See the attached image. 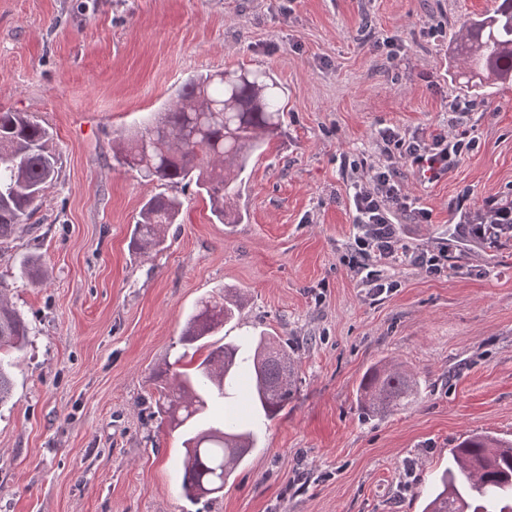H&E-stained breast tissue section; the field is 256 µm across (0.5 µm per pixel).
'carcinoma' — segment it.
I'll use <instances>...</instances> for the list:
<instances>
[{
  "instance_id": "cac0c4a2",
  "label": "carcinoma",
  "mask_w": 512,
  "mask_h": 512,
  "mask_svg": "<svg viewBox=\"0 0 512 512\" xmlns=\"http://www.w3.org/2000/svg\"><path fill=\"white\" fill-rule=\"evenodd\" d=\"M454 54L474 87L511 81L512 0H498L493 11L464 20ZM226 75L189 78L140 130L118 136L113 158L161 186L195 184L219 223L238 224V179L254 152L281 134L284 92L264 71ZM57 173L49 129L24 112H0V239L27 221ZM180 208L179 199L165 192L148 198L132 229L134 253L161 250ZM244 300V293L226 288L219 299L202 303L179 339L184 351L211 347L210 338L234 319ZM27 336L26 320L0 288V351L23 350ZM297 374L294 351L274 336H260L252 355L245 357L239 344L226 342L193 371L175 372L157 388V414L183 438L184 497L220 494L255 447V433L242 427L237 410L226 408L223 418L212 422L208 403L225 398L227 390L248 377V397L273 419L293 398ZM419 394L417 374L394 360H381L363 374L357 402L367 416L382 418L406 408ZM11 395L10 373L0 358V405ZM422 512H512V439L473 433L459 441L448 467L437 473Z\"/></svg>"
}]
</instances>
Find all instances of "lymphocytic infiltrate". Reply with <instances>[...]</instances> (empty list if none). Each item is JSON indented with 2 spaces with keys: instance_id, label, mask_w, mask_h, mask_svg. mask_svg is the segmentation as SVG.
<instances>
[{
  "instance_id": "obj_1",
  "label": "lymphocytic infiltrate",
  "mask_w": 512,
  "mask_h": 512,
  "mask_svg": "<svg viewBox=\"0 0 512 512\" xmlns=\"http://www.w3.org/2000/svg\"><path fill=\"white\" fill-rule=\"evenodd\" d=\"M449 111V130L429 137L410 136L394 127L380 129L378 136L387 146L391 161L373 168L369 184L354 186L349 197L355 232L348 263L351 271L375 294L390 289L379 268L398 258L396 216L409 212L416 223L427 220L426 210L414 207L411 197L397 181L394 160L410 162L424 173L438 174L449 171L464 153L477 146L476 139L461 127L463 106H450ZM463 222L468 237L497 243L502 236L512 233V198H488L479 211L465 213Z\"/></svg>"
}]
</instances>
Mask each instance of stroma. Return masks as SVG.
<instances>
[{
    "label": "stroma",
    "instance_id": "1",
    "mask_svg": "<svg viewBox=\"0 0 512 512\" xmlns=\"http://www.w3.org/2000/svg\"><path fill=\"white\" fill-rule=\"evenodd\" d=\"M495 0H0V111L53 134L58 176L0 241V285L32 335L0 407V512H421L431 477L464 436L512 438V239L460 237L451 210L512 195V83L474 98L478 146L437 181L398 178L427 209L400 215L409 249L450 248L453 272L383 266L373 296L345 256L349 194L384 163V127L448 126L466 95L453 42ZM435 35H428V28ZM269 70L285 91L283 133L241 176L239 224L214 220L195 185L163 251L132 254L158 192L113 159L120 132L205 72ZM40 259L35 282L22 260ZM244 292L220 335L278 337L298 359L297 393L263 426L216 499L180 493L183 450L156 387L191 369L179 343L202 299ZM393 359L418 400L365 416V370Z\"/></svg>",
    "mask_w": 512,
    "mask_h": 512
}]
</instances>
